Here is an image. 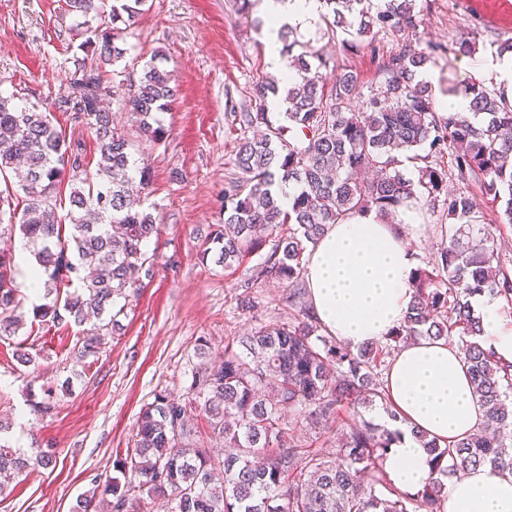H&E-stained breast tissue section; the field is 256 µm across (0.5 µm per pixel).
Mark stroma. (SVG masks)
Returning a JSON list of instances; mask_svg holds the SVG:
<instances>
[{
  "label": "stroma",
  "instance_id": "35a3bbf8",
  "mask_svg": "<svg viewBox=\"0 0 512 512\" xmlns=\"http://www.w3.org/2000/svg\"><path fill=\"white\" fill-rule=\"evenodd\" d=\"M418 2V33L434 48V91L473 76L495 85L497 49L506 35L460 11L457 0ZM264 17L262 0L245 14L236 0H146L143 15L125 32L128 59L138 67L156 62L171 71L180 89L159 115L168 131L165 141L143 140L138 147L151 171L146 206L159 226L143 247L153 276L120 315V333L88 358L77 355L81 328L34 320L35 300L26 298L24 327L0 339V420L10 425L0 439L53 449L56 462L10 482L0 495V512H72L77 500L91 496L95 479L113 475L116 459L131 446L141 407L160 390L182 394L199 339L220 348L250 332L251 321L236 312L243 271L202 260L201 253L212 226L224 221V188L238 175L234 154L242 132L234 114L250 104L259 77L274 73L260 24ZM96 25L68 14L64 0H0V94L50 110L66 142L81 145L91 166L99 158L92 134L56 104L70 89L75 59L84 56L80 43ZM304 36L327 61L325 82L354 72L364 96L379 80L382 55L402 41L381 31L351 54L318 31ZM463 37L475 41L474 55L454 53ZM21 348L37 354L36 364L17 362ZM53 383L67 386L54 410L34 413L33 401Z\"/></svg>",
  "mask_w": 512,
  "mask_h": 512
}]
</instances>
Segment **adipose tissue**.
Returning a JSON list of instances; mask_svg holds the SVG:
<instances>
[{
    "mask_svg": "<svg viewBox=\"0 0 512 512\" xmlns=\"http://www.w3.org/2000/svg\"><path fill=\"white\" fill-rule=\"evenodd\" d=\"M319 0H265L266 36L276 42L282 26H313ZM415 211L395 219L371 211L332 225L305 254V283L316 317L326 331L350 347L385 341L400 327L413 301L415 262L407 239L417 228ZM486 343L512 362V319L500 299L476 302ZM403 434L389 449L384 470L398 489L416 493L427 482L429 455L416 432L445 444L477 433L484 413L474 396L467 366L444 340L421 339L400 348L385 373ZM442 512H512V476L479 466L446 482Z\"/></svg>",
    "mask_w": 512,
    "mask_h": 512,
    "instance_id": "ef3b65f1",
    "label": "adipose tissue"
}]
</instances>
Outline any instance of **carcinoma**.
<instances>
[{
	"label": "carcinoma",
	"mask_w": 512,
	"mask_h": 512,
	"mask_svg": "<svg viewBox=\"0 0 512 512\" xmlns=\"http://www.w3.org/2000/svg\"><path fill=\"white\" fill-rule=\"evenodd\" d=\"M325 34L341 37L346 51H359L373 29L408 32L419 26L417 0H320ZM104 0H66L72 13L104 14ZM145 0H113L109 21L88 40L92 62L74 61L72 94L59 103L70 120L92 130L99 159L86 169L85 156L71 148L36 106L19 108L0 95V174L13 173L25 194L19 224L0 221V235L19 228L48 276L44 303L33 307L42 322L96 323L80 339L83 357L96 355L118 326L128 299L150 276L143 246L158 232L143 209L151 173L131 160V143L116 128L111 67L127 49L121 34L137 23ZM294 76L281 84L261 80L253 93L259 105L238 112L245 135L235 153L238 177L224 189V223L206 236L202 258L249 267L247 289L237 310L257 317L248 289L257 282L288 288L294 312L260 322L250 333L212 351L201 341L191 380L179 398L166 391L144 405L132 434L133 447L115 464L118 475L98 481L78 512H137L143 495L161 496L171 512H440L444 479L477 466L512 475V363L485 348L472 299L493 295L512 304V277L503 271L495 244L500 225H512V103L501 90L472 79L464 87L466 109L436 110L432 86L419 79L430 53L406 38L382 58L381 80L357 109L356 75L345 72L326 89L320 70L326 60L304 48L297 28L278 31ZM301 52L294 53L295 48ZM166 69L150 64L131 85L126 106L139 132L154 143L167 130L155 113L176 100ZM286 104L288 125L268 117L265 102ZM254 130L256 134L246 135ZM291 136H285V132ZM405 155L417 170L401 169ZM296 193L283 204L277 187ZM69 186V235L62 239L58 194ZM502 204L500 223L487 221L471 187ZM402 206L438 209L448 223L438 227L440 248L412 280L414 301L403 326L386 345L356 349L341 343L318 322L306 300L305 254L328 226L372 209L389 214ZM12 254L0 252V337L23 325L24 298L15 285ZM75 275L73 291L58 284ZM444 339L457 345L474 396L484 408L488 432L446 446L421 436L436 476L415 494L392 485L383 460L397 431L364 419L362 410L382 406L394 423L399 413L386 391L390 351L414 339ZM344 413L336 448L326 452L288 440L291 425L315 429ZM202 416L216 444L194 439L190 414ZM52 454L29 457L0 444V493L5 481Z\"/></svg>",
	"instance_id": "carcinoma-1"
}]
</instances>
